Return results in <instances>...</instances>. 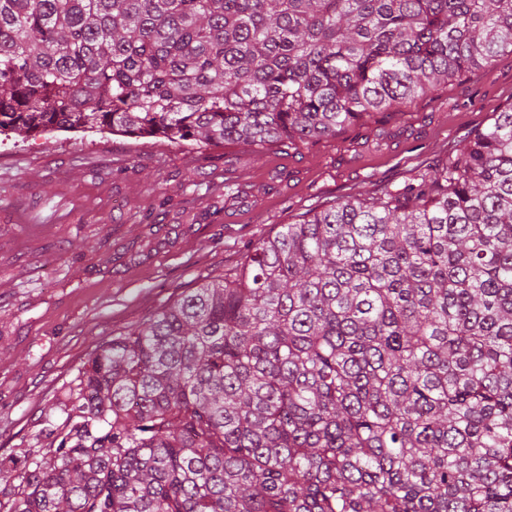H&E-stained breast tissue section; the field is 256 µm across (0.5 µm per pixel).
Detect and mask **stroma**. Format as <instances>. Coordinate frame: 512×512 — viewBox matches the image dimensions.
<instances>
[{
    "instance_id": "stroma-1",
    "label": "stroma",
    "mask_w": 512,
    "mask_h": 512,
    "mask_svg": "<svg viewBox=\"0 0 512 512\" xmlns=\"http://www.w3.org/2000/svg\"><path fill=\"white\" fill-rule=\"evenodd\" d=\"M510 103L506 52L387 123L291 150L0 135V462L48 453L45 429L62 422L96 338L223 273L280 225L444 162Z\"/></svg>"
}]
</instances>
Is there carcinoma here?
<instances>
[{
  "mask_svg": "<svg viewBox=\"0 0 512 512\" xmlns=\"http://www.w3.org/2000/svg\"><path fill=\"white\" fill-rule=\"evenodd\" d=\"M512 53V0H0V134L295 148ZM0 512H512V106L103 337Z\"/></svg>",
  "mask_w": 512,
  "mask_h": 512,
  "instance_id": "cac0c4a2",
  "label": "carcinoma"
}]
</instances>
